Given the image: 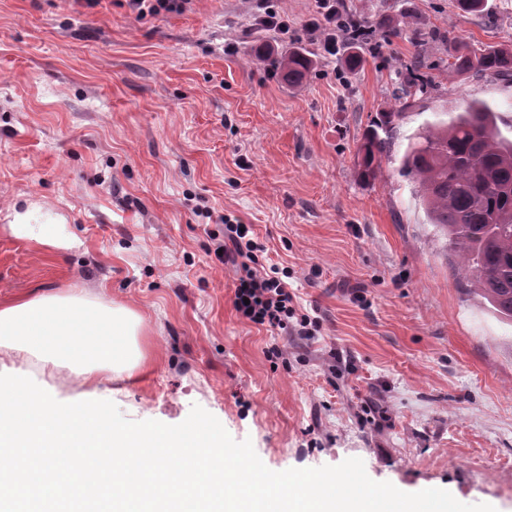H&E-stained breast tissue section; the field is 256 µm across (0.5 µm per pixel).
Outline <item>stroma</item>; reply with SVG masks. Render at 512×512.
Returning a JSON list of instances; mask_svg holds the SVG:
<instances>
[{
	"label": "stroma",
	"instance_id": "obj_1",
	"mask_svg": "<svg viewBox=\"0 0 512 512\" xmlns=\"http://www.w3.org/2000/svg\"><path fill=\"white\" fill-rule=\"evenodd\" d=\"M347 2L378 49L343 36L324 54L313 0H276L285 36L257 29L255 0L141 19L125 0H0V303L77 288L138 311L151 366L112 382L114 424L208 428L265 470L347 474L435 512H512V325L455 274L400 170L420 125L470 102L512 141L511 81L440 70L450 37L512 45V14ZM263 46L302 48L310 74L287 85ZM414 60L439 88L412 100L364 180V133L402 108L395 81ZM221 214L287 270L314 339L235 312L210 236Z\"/></svg>",
	"mask_w": 512,
	"mask_h": 512
}]
</instances>
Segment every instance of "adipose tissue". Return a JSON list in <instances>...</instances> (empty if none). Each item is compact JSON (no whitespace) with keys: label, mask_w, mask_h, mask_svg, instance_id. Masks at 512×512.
Listing matches in <instances>:
<instances>
[{"label":"adipose tissue","mask_w":512,"mask_h":512,"mask_svg":"<svg viewBox=\"0 0 512 512\" xmlns=\"http://www.w3.org/2000/svg\"><path fill=\"white\" fill-rule=\"evenodd\" d=\"M141 318L78 290H44L0 306V512H348L339 484L259 478L255 464L218 448L212 431L161 434L106 420L101 378L132 379L147 358ZM67 369L83 385L78 403L47 399L29 366Z\"/></svg>","instance_id":"ef3b65f1"}]
</instances>
